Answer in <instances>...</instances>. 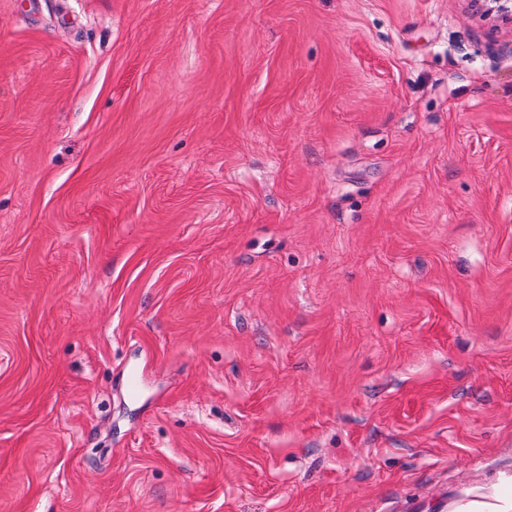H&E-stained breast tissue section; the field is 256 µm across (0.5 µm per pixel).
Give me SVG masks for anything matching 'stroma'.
Wrapping results in <instances>:
<instances>
[{"label": "stroma", "instance_id": "1", "mask_svg": "<svg viewBox=\"0 0 512 512\" xmlns=\"http://www.w3.org/2000/svg\"><path fill=\"white\" fill-rule=\"evenodd\" d=\"M0 512H512V21L0 0Z\"/></svg>", "mask_w": 512, "mask_h": 512}]
</instances>
